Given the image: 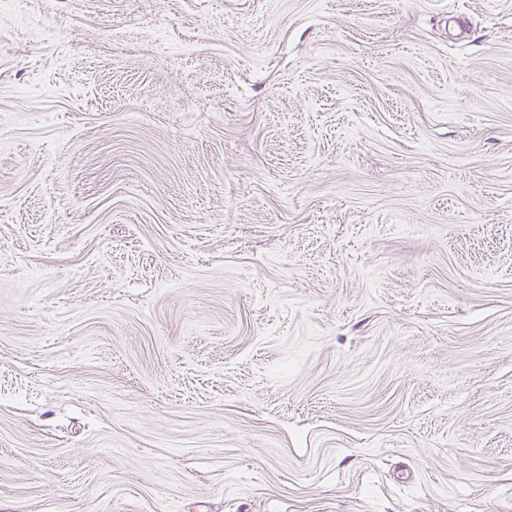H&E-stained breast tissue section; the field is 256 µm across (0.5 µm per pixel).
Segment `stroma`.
<instances>
[{
    "mask_svg": "<svg viewBox=\"0 0 512 512\" xmlns=\"http://www.w3.org/2000/svg\"><path fill=\"white\" fill-rule=\"evenodd\" d=\"M0 512H512V0L0 10Z\"/></svg>",
    "mask_w": 512,
    "mask_h": 512,
    "instance_id": "35a3bbf8",
    "label": "stroma"
}]
</instances>
